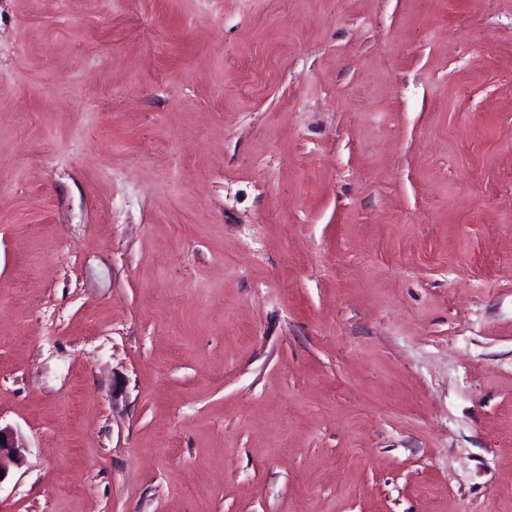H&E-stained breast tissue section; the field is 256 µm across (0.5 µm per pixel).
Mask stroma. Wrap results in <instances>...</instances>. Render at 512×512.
Masks as SVG:
<instances>
[{
  "label": "stroma",
  "instance_id": "obj_1",
  "mask_svg": "<svg viewBox=\"0 0 512 512\" xmlns=\"http://www.w3.org/2000/svg\"><path fill=\"white\" fill-rule=\"evenodd\" d=\"M0 512H512V0H0ZM0 473L5 480L11 466L18 465L24 456L26 446L17 433L9 427L2 428L0 425Z\"/></svg>",
  "mask_w": 512,
  "mask_h": 512
}]
</instances>
